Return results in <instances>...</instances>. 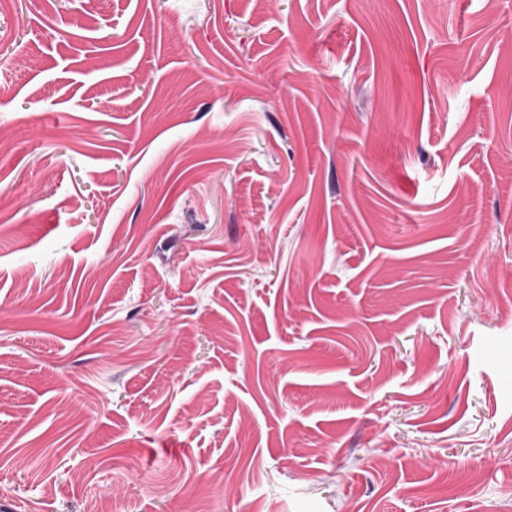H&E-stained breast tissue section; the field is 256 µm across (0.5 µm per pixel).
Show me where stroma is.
Masks as SVG:
<instances>
[{
    "instance_id": "stroma-1",
    "label": "stroma",
    "mask_w": 512,
    "mask_h": 512,
    "mask_svg": "<svg viewBox=\"0 0 512 512\" xmlns=\"http://www.w3.org/2000/svg\"><path fill=\"white\" fill-rule=\"evenodd\" d=\"M512 0H0V512L512 505Z\"/></svg>"
}]
</instances>
